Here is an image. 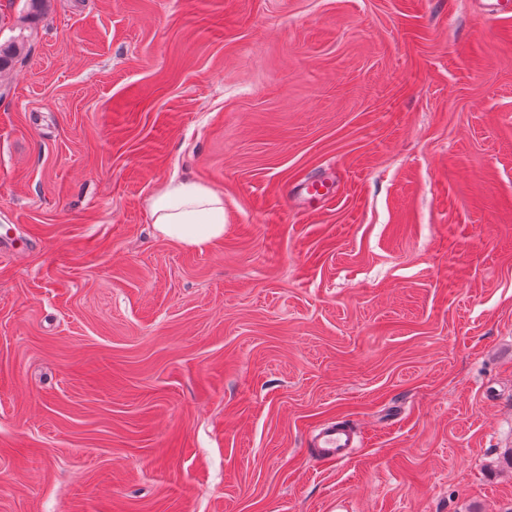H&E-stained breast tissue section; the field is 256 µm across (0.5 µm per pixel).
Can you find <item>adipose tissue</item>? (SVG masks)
Segmentation results:
<instances>
[{"instance_id":"1","label":"adipose tissue","mask_w":512,"mask_h":512,"mask_svg":"<svg viewBox=\"0 0 512 512\" xmlns=\"http://www.w3.org/2000/svg\"><path fill=\"white\" fill-rule=\"evenodd\" d=\"M148 207L156 234L179 246L203 251L224 237V196L200 182L170 178Z\"/></svg>"}]
</instances>
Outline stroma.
<instances>
[{"mask_svg": "<svg viewBox=\"0 0 512 512\" xmlns=\"http://www.w3.org/2000/svg\"><path fill=\"white\" fill-rule=\"evenodd\" d=\"M0 13V512H512V17ZM174 176L208 250L153 234ZM26 42L23 36L0 43V73L13 68L19 61H23L26 53ZM156 234L204 251L224 237V195L200 182L172 177L148 203ZM310 443L317 461L340 463L348 459L356 447L357 432L344 420L330 421L315 431Z\"/></svg>", "mask_w": 512, "mask_h": 512, "instance_id": "1", "label": "stroma"}]
</instances>
